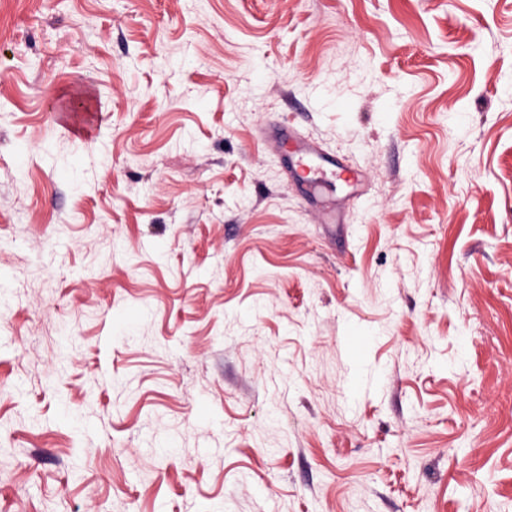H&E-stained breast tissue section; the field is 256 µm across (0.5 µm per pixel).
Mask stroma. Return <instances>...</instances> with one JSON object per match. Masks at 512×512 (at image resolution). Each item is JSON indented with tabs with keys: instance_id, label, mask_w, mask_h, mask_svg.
<instances>
[{
	"instance_id": "1",
	"label": "stroma",
	"mask_w": 512,
	"mask_h": 512,
	"mask_svg": "<svg viewBox=\"0 0 512 512\" xmlns=\"http://www.w3.org/2000/svg\"><path fill=\"white\" fill-rule=\"evenodd\" d=\"M0 278V512H512V0H0ZM294 159L295 171L300 169L305 174L302 179L307 181L314 190L328 181L341 178L344 174L348 182L353 179L349 171L337 166L332 159L320 153L311 143L299 142L294 151Z\"/></svg>"
}]
</instances>
